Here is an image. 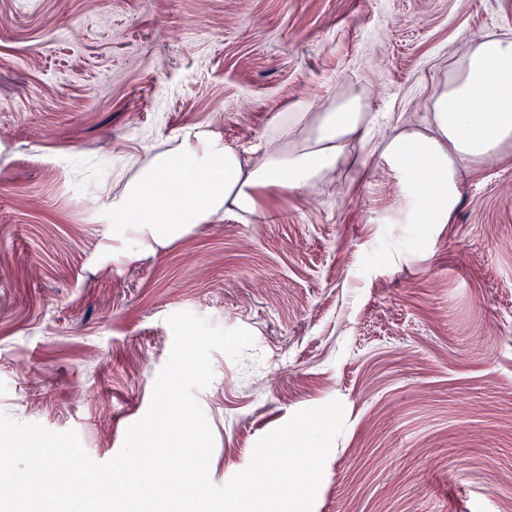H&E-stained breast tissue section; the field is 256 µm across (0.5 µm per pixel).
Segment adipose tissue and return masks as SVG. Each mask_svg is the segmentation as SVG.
<instances>
[{"label": "adipose tissue", "instance_id": "obj_1", "mask_svg": "<svg viewBox=\"0 0 512 512\" xmlns=\"http://www.w3.org/2000/svg\"><path fill=\"white\" fill-rule=\"evenodd\" d=\"M438 87L424 129L397 123L381 137L378 117L360 94L297 102L244 153L220 133L185 127L166 151L143 163L131 158L133 174L119 193L98 199L97 211L113 234L136 224L145 241L164 246L195 224L227 216L248 222L264 194L314 190L339 171L354 172L347 148L356 142L398 177L401 219L448 223L463 171L512 152V37H477Z\"/></svg>", "mask_w": 512, "mask_h": 512}]
</instances>
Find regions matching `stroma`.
<instances>
[{
	"label": "stroma",
	"instance_id": "stroma-1",
	"mask_svg": "<svg viewBox=\"0 0 512 512\" xmlns=\"http://www.w3.org/2000/svg\"><path fill=\"white\" fill-rule=\"evenodd\" d=\"M487 33L512 35V0H0V411L110 460L188 311L254 337L195 392L214 484L337 399L313 512H512V157L464 172L446 224L396 222L372 158L151 254L95 208L187 126L247 150L355 93L424 127Z\"/></svg>",
	"mask_w": 512,
	"mask_h": 512
}]
</instances>
